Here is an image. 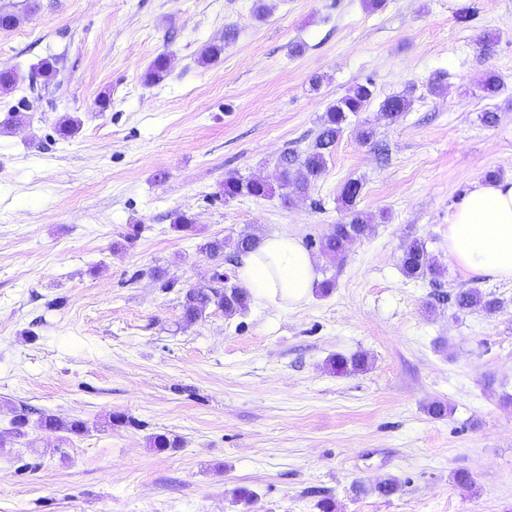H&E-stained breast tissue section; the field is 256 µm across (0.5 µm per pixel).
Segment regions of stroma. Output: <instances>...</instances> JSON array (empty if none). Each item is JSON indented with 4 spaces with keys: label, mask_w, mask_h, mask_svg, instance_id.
Wrapping results in <instances>:
<instances>
[{
    "label": "stroma",
    "mask_w": 512,
    "mask_h": 512,
    "mask_svg": "<svg viewBox=\"0 0 512 512\" xmlns=\"http://www.w3.org/2000/svg\"><path fill=\"white\" fill-rule=\"evenodd\" d=\"M1 10L18 23L0 30V70L15 76L0 120L30 121L0 128V512H320L324 498L333 512H512V283L448 254L470 182L512 177V0ZM211 44L222 53L201 63ZM160 55L168 74L147 84ZM44 61L57 76L35 96ZM490 69L503 82L492 98ZM366 81L371 103L306 195L225 198L231 175L278 185L280 154L306 151L327 107ZM408 89L389 124L382 102ZM65 115L81 121L75 136L57 131ZM351 179L372 228L334 258L321 240L347 218ZM244 232L297 236L332 288L185 324L189 289L235 275L232 248L214 260L201 244ZM413 239L438 282L403 275ZM476 287L497 313L457 311L454 294ZM358 353L363 371L331 370ZM44 414L86 429L40 427ZM155 434L180 445L152 448ZM390 478L397 491L375 493Z\"/></svg>",
    "instance_id": "1"
}]
</instances>
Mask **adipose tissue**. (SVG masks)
<instances>
[{"label":"adipose tissue","instance_id":"adipose-tissue-1","mask_svg":"<svg viewBox=\"0 0 512 512\" xmlns=\"http://www.w3.org/2000/svg\"><path fill=\"white\" fill-rule=\"evenodd\" d=\"M448 253L469 273L512 281V178L471 182L448 218ZM236 272L256 302L275 306L308 297L318 279L315 259L285 232L242 256Z\"/></svg>","mask_w":512,"mask_h":512}]
</instances>
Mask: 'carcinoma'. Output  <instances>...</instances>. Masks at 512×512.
Wrapping results in <instances>:
<instances>
[{
	"mask_svg": "<svg viewBox=\"0 0 512 512\" xmlns=\"http://www.w3.org/2000/svg\"><path fill=\"white\" fill-rule=\"evenodd\" d=\"M168 75V63L165 56L160 55L151 63L145 73V81L157 84ZM413 89H408L401 95L385 99L381 104L383 115L391 123L397 122L411 105ZM372 83H359L352 87L348 93L330 104L322 120L321 128L311 146L302 154L295 151H284L278 160L280 168V188L285 193L304 195L308 192L312 182L322 173L327 158L332 155L349 116L363 111L373 99ZM362 185L357 180H350L342 188L340 198L348 207V220L342 224H335L331 231L322 238L321 249L324 253L341 256L347 246L357 239L367 235L371 228L370 219L364 213L354 209L355 201L359 197ZM224 197L234 199L240 195H249L256 198L273 194V187L261 180H243L236 176L224 179ZM259 247V238L251 233L239 235L233 243L234 251L245 254ZM401 266L404 275L414 280L438 281L442 276V269L433 259L425 244L417 239L405 244L401 256ZM224 275H217V285L207 288L190 289L186 292L183 303V319L192 324L205 314L212 306L224 310L227 315L240 312L247 307L249 294L244 288L236 285L222 286ZM455 304L461 311L479 309L489 315L496 313L500 308V301L490 293H484L478 288H468L455 295ZM367 361L364 356L347 359L341 355L330 361L333 370L340 374L361 371L365 369ZM40 426L49 429H62L72 434H80L85 425L79 420L64 422L53 415H44L40 418Z\"/></svg>",
	"mask_w": 512,
	"mask_h": 512,
	"instance_id": "1",
	"label": "carcinoma"
}]
</instances>
